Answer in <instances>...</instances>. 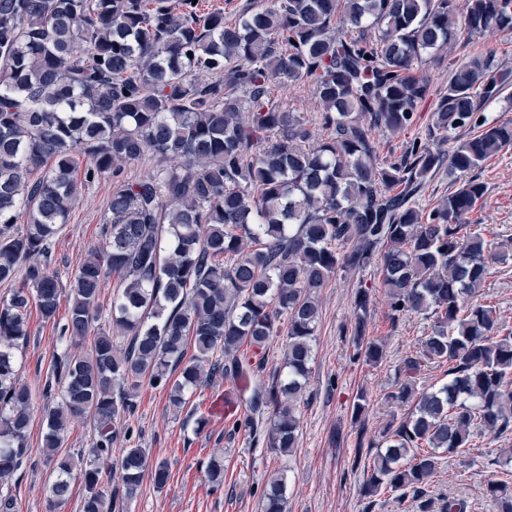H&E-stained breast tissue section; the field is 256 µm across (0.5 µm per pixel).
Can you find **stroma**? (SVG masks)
<instances>
[{"instance_id": "obj_1", "label": "stroma", "mask_w": 512, "mask_h": 512, "mask_svg": "<svg viewBox=\"0 0 512 512\" xmlns=\"http://www.w3.org/2000/svg\"><path fill=\"white\" fill-rule=\"evenodd\" d=\"M490 52L496 61L512 68V32L490 31L474 40L459 38L439 59L427 60L418 72L430 81L429 95L417 108V124L405 131L378 134L380 159L399 156L407 141L425 137L437 95L448 85V67L465 55ZM479 177L486 192L467 221L471 233L481 235L495 251L512 252V147L489 160ZM113 184L103 178L85 188L68 224L58 234L53 267L61 285H69L79 261L105 242L103 215ZM369 292L367 338L384 345L379 363L354 360V297L358 288ZM475 301L497 305L503 323L512 328V260L491 265ZM318 302L320 323L314 344L310 379L299 406L301 426L297 446L281 455L257 441L250 426L252 412L242 406L236 422L224 420L214 405L224 396V378L194 389L182 412H174L166 390L143 385L136 409L121 420V431L112 445V475L123 449L145 448L149 461H166L170 478L156 488L144 478L139 491L124 500L123 512H261V495L272 473L285 479L288 512H368L360 492L363 474L353 469L358 430L377 439L387 422L401 418L407 406L385 401V393L399 385L398 369L415 354L431 332L433 322L424 314H409L391 321L389 298L376 267L341 272L322 288ZM67 314L59 307L57 321L44 320L38 309L28 313L30 337L18 353L21 381L34 394L36 409L28 431V451L12 480L9 493L13 512H46L53 465L42 453L45 426L42 411L59 402L60 391L44 398L52 358L65 349L59 320ZM367 392L371 405L364 424H354L351 408L358 392ZM206 416L204 428L195 421ZM512 448V436L477 440L462 454L444 458L427 488L435 503L449 497L462 499L468 512H493L486 487L496 478L493 460L501 449ZM224 460V484L213 487L205 477L212 456Z\"/></svg>"}]
</instances>
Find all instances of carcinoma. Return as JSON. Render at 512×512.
<instances>
[{"label": "carcinoma", "mask_w": 512, "mask_h": 512, "mask_svg": "<svg viewBox=\"0 0 512 512\" xmlns=\"http://www.w3.org/2000/svg\"><path fill=\"white\" fill-rule=\"evenodd\" d=\"M199 0H0V283L22 284L0 301V512L23 463L33 402L18 377L36 304L55 319L60 282L51 255L82 189L102 177L113 189L106 242L79 261L61 333L87 351L53 356L61 400L43 415L42 452L57 472L54 510L80 468L83 512H114L100 461L112 456L118 420L143 382L168 389L176 412L187 393L217 375L258 373L242 352L278 336L286 319L285 377L261 382L254 407L271 410L267 447H296L319 321L318 293L341 271L380 258L391 320L434 318L419 355L399 369L410 407L385 428L363 467L367 508L382 493L412 496L431 512L425 487L443 454L475 436L512 433V331L496 305L471 303L491 261L464 215L485 194L476 176L512 146V122L486 114L512 84V70L487 54L456 61L439 94L429 135L379 161L374 136L416 123L429 93L418 67L464 35L512 31V0H274L244 10L203 12ZM302 85L321 105L306 123L275 101L276 87ZM317 142L315 149L307 147ZM158 161L125 179L123 166ZM88 165L80 179L74 159ZM471 177L429 209L412 198L443 164ZM119 280L112 329L93 331L102 289ZM369 292L354 299V356L370 364L383 344L365 340ZM123 340L122 346L115 338ZM194 354L186 357L187 346ZM426 364L448 365V382L419 390ZM92 417L89 459L58 455L68 425ZM144 448L120 458L124 496L140 487ZM206 474L224 484V463ZM495 512H512V483L488 482ZM263 512H288L285 485L269 480Z\"/></svg>", "instance_id": "1"}]
</instances>
